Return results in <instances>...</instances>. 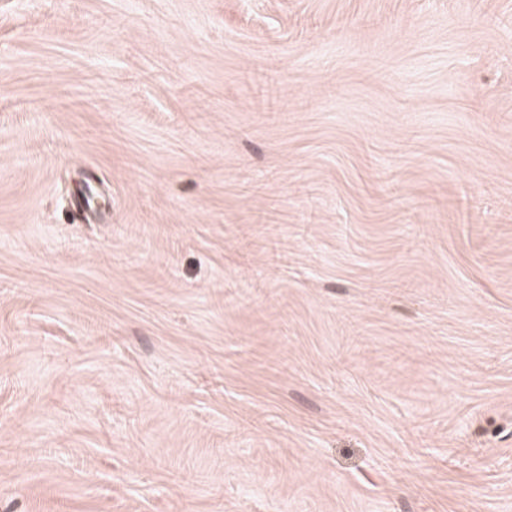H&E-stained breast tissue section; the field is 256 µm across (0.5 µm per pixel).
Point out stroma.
<instances>
[{"label":"stroma","instance_id":"obj_1","mask_svg":"<svg viewBox=\"0 0 512 512\" xmlns=\"http://www.w3.org/2000/svg\"><path fill=\"white\" fill-rule=\"evenodd\" d=\"M0 512H512V0H0Z\"/></svg>","mask_w":512,"mask_h":512}]
</instances>
